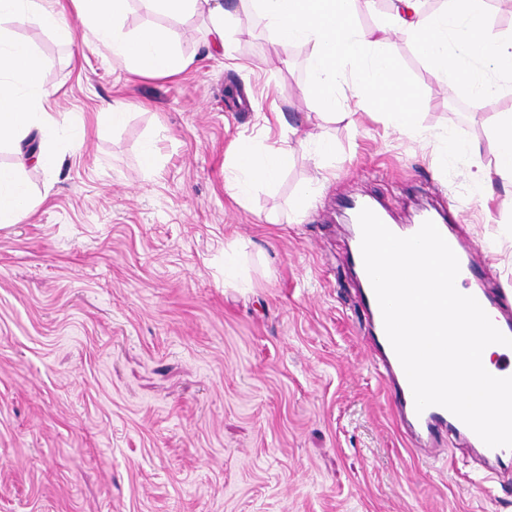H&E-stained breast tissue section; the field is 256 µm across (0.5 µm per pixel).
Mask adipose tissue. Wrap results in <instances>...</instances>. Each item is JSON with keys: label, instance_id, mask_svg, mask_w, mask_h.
Returning <instances> with one entry per match:
<instances>
[{"label": "adipose tissue", "instance_id": "obj_1", "mask_svg": "<svg viewBox=\"0 0 512 512\" xmlns=\"http://www.w3.org/2000/svg\"><path fill=\"white\" fill-rule=\"evenodd\" d=\"M49 0H0V20L32 21L69 37L64 18L49 8ZM77 17L88 24L102 43L111 45L114 55L132 62L142 74L168 76L188 65L168 33L150 28L138 36L122 29L128 0H71ZM489 0H448L441 12L424 18L418 0H397L393 24L417 36L418 49L434 67L439 82L462 77L468 95L485 101L512 85V35L490 37L484 27ZM45 96L40 71L32 51L0 31V142L21 144L32 132H40L42 142L32 161L45 171L55 169L60 160L51 121L41 101ZM494 165L480 168L487 186L512 184V113L497 114L489 141ZM291 156L289 146H270L257 153L239 145L231 170L229 189L239 199H247L252 185L274 183ZM36 207L22 177L21 167H0V223L12 224L26 218Z\"/></svg>", "mask_w": 512, "mask_h": 512}]
</instances>
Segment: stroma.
I'll list each match as a JSON object with an SVG mask.
<instances>
[{
	"label": "stroma",
	"mask_w": 512,
	"mask_h": 512,
	"mask_svg": "<svg viewBox=\"0 0 512 512\" xmlns=\"http://www.w3.org/2000/svg\"><path fill=\"white\" fill-rule=\"evenodd\" d=\"M215 47L202 12L129 0L124 32L167 30L188 66L135 73L52 0L71 40L32 22L28 44L61 154L26 168L37 211L0 225V512H512V473L492 474L459 438L420 451L403 428L349 260L346 199L407 223L446 212L487 287L512 289V187L473 179L494 157L512 92L458 109L415 38L385 25L389 0H354L421 87L418 130L358 106L312 110L306 46L275 51L250 0ZM125 121L98 128L113 103ZM83 125V146L70 127ZM334 150L316 161L305 137ZM289 137L278 181L245 203L225 189L238 141ZM153 143L145 168L142 148ZM310 188L302 210L298 190Z\"/></svg>",
	"instance_id": "stroma-1"
}]
</instances>
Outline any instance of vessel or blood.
Returning a JSON list of instances; mask_svg holds the SVG:
<instances>
[{"instance_id": "1", "label": "vessel or blood", "mask_w": 512, "mask_h": 512, "mask_svg": "<svg viewBox=\"0 0 512 512\" xmlns=\"http://www.w3.org/2000/svg\"><path fill=\"white\" fill-rule=\"evenodd\" d=\"M438 229L460 265L456 279L461 293L476 298L496 327L506 336L512 337V299L504 290H488L477 274L471 260V247L456 233L453 225L442 223ZM362 303L374 335L379 359L386 376L399 398V412L404 424L419 445H428L442 433L463 438L476 450L480 460L493 470L512 469V448L487 446L466 424L441 406H431L417 411L411 386L406 373L387 337L383 317L369 276L361 278Z\"/></svg>"}]
</instances>
